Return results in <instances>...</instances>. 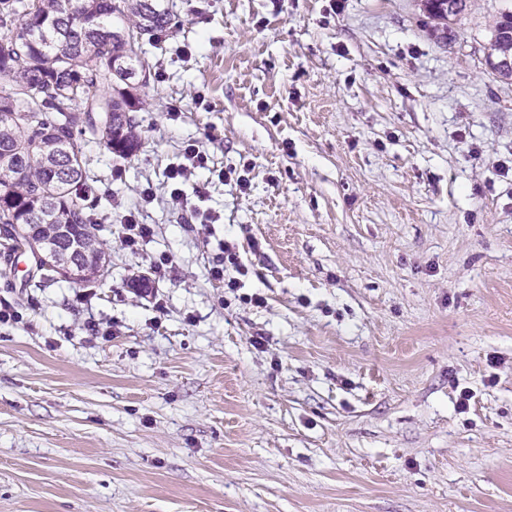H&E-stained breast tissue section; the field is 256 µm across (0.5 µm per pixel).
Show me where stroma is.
Returning a JSON list of instances; mask_svg holds the SVG:
<instances>
[{
    "label": "stroma",
    "mask_w": 512,
    "mask_h": 512,
    "mask_svg": "<svg viewBox=\"0 0 512 512\" xmlns=\"http://www.w3.org/2000/svg\"><path fill=\"white\" fill-rule=\"evenodd\" d=\"M161 4L141 152L82 145L108 277L44 283L0 247L23 315L0 325V512H512L503 0H471L449 46L420 0ZM191 141L182 210L164 171ZM503 46H512V6L501 9L491 26V38L484 61L493 73L495 72L490 68V56H494ZM151 235V226L149 224H139L135 213L131 212L126 216L121 232V239L126 247L132 251H137Z\"/></svg>",
    "instance_id": "obj_1"
}]
</instances>
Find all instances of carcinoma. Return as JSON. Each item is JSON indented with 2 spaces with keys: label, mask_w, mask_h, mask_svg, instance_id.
Instances as JSON below:
<instances>
[{
  "label": "carcinoma",
  "mask_w": 512,
  "mask_h": 512,
  "mask_svg": "<svg viewBox=\"0 0 512 512\" xmlns=\"http://www.w3.org/2000/svg\"><path fill=\"white\" fill-rule=\"evenodd\" d=\"M469 2L424 0L431 32L453 41ZM175 26L159 0H0V239L9 251L53 244L43 280L66 267L88 288L107 272L80 140L123 160L140 153L130 112L151 71L138 49ZM503 46H512V7L495 16L485 65Z\"/></svg>",
  "instance_id": "cac0c4a2"
}]
</instances>
